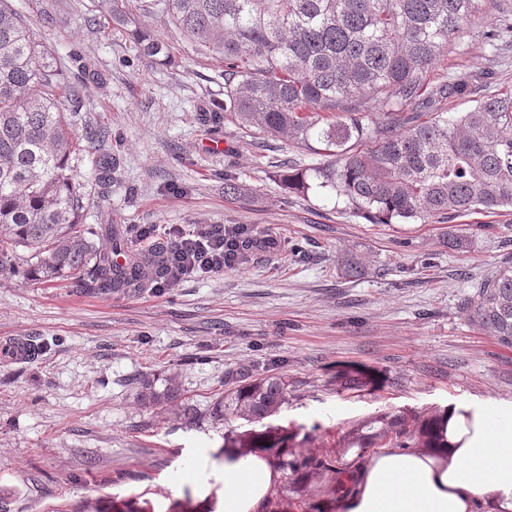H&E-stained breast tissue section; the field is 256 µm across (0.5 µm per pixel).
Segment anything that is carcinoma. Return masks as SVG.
Here are the masks:
<instances>
[{
  "label": "carcinoma",
  "instance_id": "cac0c4a2",
  "mask_svg": "<svg viewBox=\"0 0 512 512\" xmlns=\"http://www.w3.org/2000/svg\"><path fill=\"white\" fill-rule=\"evenodd\" d=\"M169 22L199 50L224 59V112L243 128L315 139L333 160L312 169L322 187L336 188L373 224L392 220L447 222L476 211L512 208V89L479 74L431 83L437 60L474 22L484 0H158ZM112 24L130 21L127 0H110ZM143 56L169 58L148 29L133 32ZM496 50L512 40V10L483 32ZM471 107L447 116L448 100ZM378 108L381 121L363 123ZM63 70L37 42L9 0H0V274L25 265L40 283L73 279L110 295L165 275L159 248L127 260L81 224L86 193L72 156L94 145L95 167L112 175L116 159L101 141L79 136ZM467 320L512 347V260L479 283L463 306ZM370 384L362 371L340 379L345 390ZM291 383L280 374L245 375L216 400L214 418L232 414L260 422L288 404ZM144 406L169 403L174 389L140 382ZM437 419L409 427L379 415L352 425L327 454L304 451L268 428L243 447L267 451L292 497L262 512H336L360 487L367 454L381 448L436 446ZM352 459H347L348 454ZM330 476L332 486L311 488Z\"/></svg>",
  "mask_w": 512,
  "mask_h": 512
}]
</instances>
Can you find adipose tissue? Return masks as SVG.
I'll use <instances>...</instances> for the list:
<instances>
[{
    "label": "adipose tissue",
    "instance_id": "1",
    "mask_svg": "<svg viewBox=\"0 0 512 512\" xmlns=\"http://www.w3.org/2000/svg\"><path fill=\"white\" fill-rule=\"evenodd\" d=\"M441 422L443 447L371 456L341 512H512V413L452 403ZM223 467L224 512H260L282 479L260 448L225 449Z\"/></svg>",
    "mask_w": 512,
    "mask_h": 512
}]
</instances>
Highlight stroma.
Here are the masks:
<instances>
[{
  "mask_svg": "<svg viewBox=\"0 0 512 512\" xmlns=\"http://www.w3.org/2000/svg\"><path fill=\"white\" fill-rule=\"evenodd\" d=\"M152 2L139 0L131 20L168 44L163 65L113 27L104 0H12L65 66L77 132L103 133L117 160L104 185L92 156L72 160L88 194L85 227L111 225L132 254L148 249L136 230L151 224L186 233L246 224L275 247L161 294L103 296L69 278L0 274V336L40 346L25 363L0 359V512H70L81 496L101 512L129 501L136 512H221L219 455L253 430L278 427L326 454L371 416L412 425L452 402L511 403L512 348L472 326L461 303L512 257V208L448 225L371 224L336 191L288 190L282 174L327 162V151L229 117L211 123L224 105V64ZM496 16L488 0L431 80L490 68L511 87L512 50L491 66L482 39ZM218 137L223 153H207ZM228 174L244 196H225ZM450 230L469 247L449 251ZM346 259L363 276L342 278ZM348 366L367 369L371 385L340 389L336 373ZM243 370L287 375V409L257 424L213 420L215 400ZM142 376L172 379L174 404L141 405ZM178 405L198 412L196 426L175 417Z\"/></svg>",
  "mask_w": 512,
  "mask_h": 512,
  "instance_id": "stroma-1",
  "label": "stroma"
}]
</instances>
